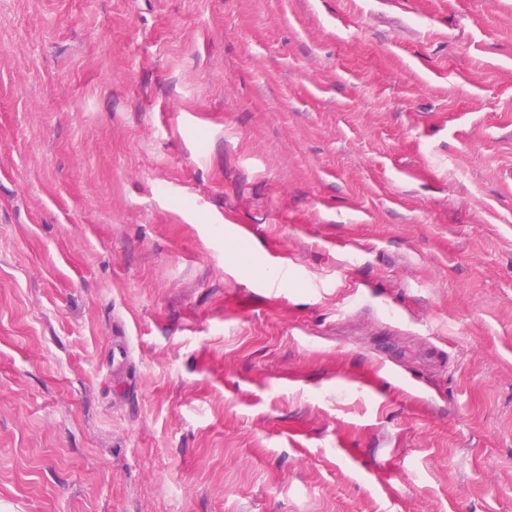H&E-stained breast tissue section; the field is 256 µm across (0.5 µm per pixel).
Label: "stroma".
Returning <instances> with one entry per match:
<instances>
[{"instance_id": "1", "label": "stroma", "mask_w": 512, "mask_h": 512, "mask_svg": "<svg viewBox=\"0 0 512 512\" xmlns=\"http://www.w3.org/2000/svg\"><path fill=\"white\" fill-rule=\"evenodd\" d=\"M0 512H512V0H0Z\"/></svg>"}]
</instances>
